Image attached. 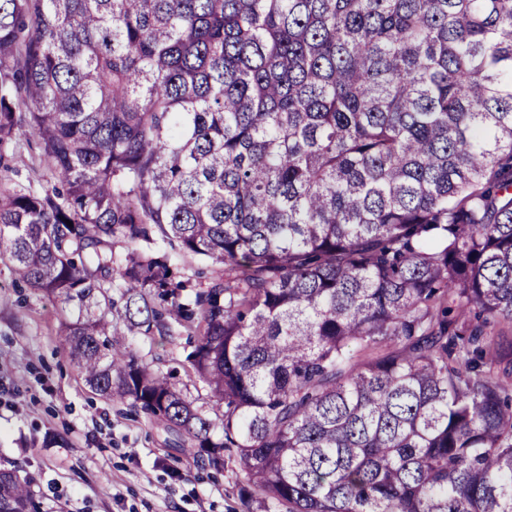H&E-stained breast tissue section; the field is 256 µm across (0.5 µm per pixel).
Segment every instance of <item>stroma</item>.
I'll return each instance as SVG.
<instances>
[{"label": "stroma", "instance_id": "35a3bbf8", "mask_svg": "<svg viewBox=\"0 0 512 512\" xmlns=\"http://www.w3.org/2000/svg\"><path fill=\"white\" fill-rule=\"evenodd\" d=\"M10 267L0 256V463L24 467L41 512H285L244 495L238 460L215 471L196 449L171 448L162 422L86 386L62 344L60 306ZM123 345L221 412L187 360V332Z\"/></svg>", "mask_w": 512, "mask_h": 512}]
</instances>
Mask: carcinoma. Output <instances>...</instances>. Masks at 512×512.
Segmentation results:
<instances>
[{"label": "carcinoma", "mask_w": 512, "mask_h": 512, "mask_svg": "<svg viewBox=\"0 0 512 512\" xmlns=\"http://www.w3.org/2000/svg\"><path fill=\"white\" fill-rule=\"evenodd\" d=\"M23 128L0 252L93 391L286 512H512V0H0L6 172ZM174 242L227 278L185 301ZM17 142L19 143L20 149L14 161L16 172L2 173V176H0V188H11L18 183L25 184L27 183L28 177L34 181L40 180L43 183L47 181L50 182L51 174L46 166H41L36 171L31 169V157L37 156V154L32 152L28 146L32 144L33 147H35V144L34 139L26 129L23 128L20 132ZM179 331L174 336H125L122 348L126 347L154 369L164 373L173 371L178 387L184 391L187 388L188 396L197 399L198 405H203L204 410L212 416L214 413H221L222 404L219 405L211 397L209 388L198 378L187 361V355L193 350L195 337L188 336L190 332L182 328Z\"/></svg>", "instance_id": "carcinoma-1"}]
</instances>
